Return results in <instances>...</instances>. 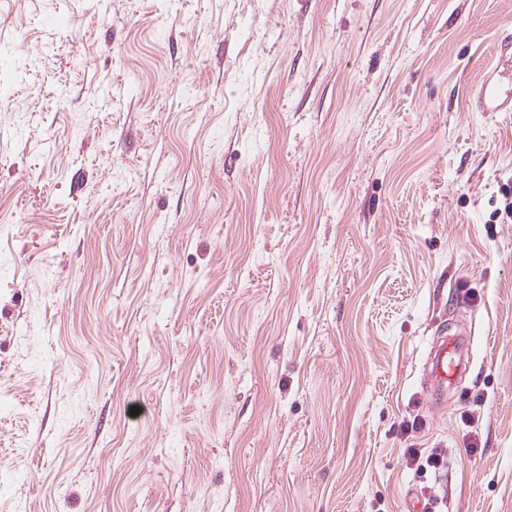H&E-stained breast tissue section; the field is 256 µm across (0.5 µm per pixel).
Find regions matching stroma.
Instances as JSON below:
<instances>
[{
  "label": "stroma",
  "instance_id": "35a3bbf8",
  "mask_svg": "<svg viewBox=\"0 0 512 512\" xmlns=\"http://www.w3.org/2000/svg\"><path fill=\"white\" fill-rule=\"evenodd\" d=\"M509 34L512 0H0V512H512V114L475 105ZM441 336L430 348L424 360V390L430 402L444 406L448 402V390L455 387L460 375L467 370L464 355L465 340L461 334L448 335L443 327ZM404 455L407 464L417 469L437 470L445 463L444 455L437 451L425 454L420 448H405Z\"/></svg>",
  "mask_w": 512,
  "mask_h": 512
}]
</instances>
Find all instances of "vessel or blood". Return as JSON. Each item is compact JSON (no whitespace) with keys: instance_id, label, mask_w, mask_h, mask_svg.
Instances as JSON below:
<instances>
[{"instance_id":"1","label":"vessel or blood","mask_w":512,"mask_h":512,"mask_svg":"<svg viewBox=\"0 0 512 512\" xmlns=\"http://www.w3.org/2000/svg\"><path fill=\"white\" fill-rule=\"evenodd\" d=\"M478 106L483 112L512 110V89L498 83H482ZM440 337L430 348L424 360V390L430 402L442 406L448 401V392L467 369L464 355L465 340L458 333L440 329Z\"/></svg>"}]
</instances>
